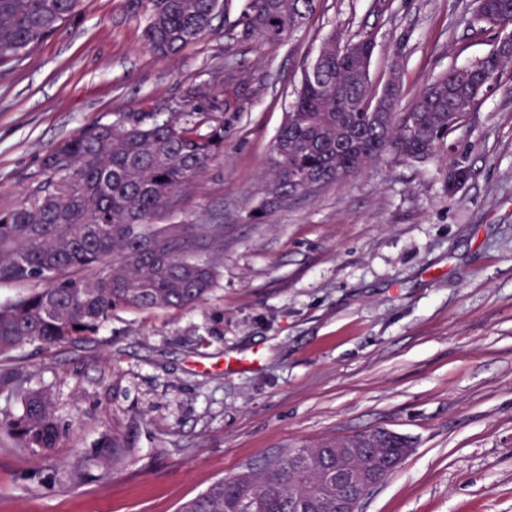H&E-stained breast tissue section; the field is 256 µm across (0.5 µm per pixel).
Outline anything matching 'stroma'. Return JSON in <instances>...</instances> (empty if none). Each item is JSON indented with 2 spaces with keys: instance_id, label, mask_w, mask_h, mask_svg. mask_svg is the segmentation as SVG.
<instances>
[{
  "instance_id": "obj_1",
  "label": "stroma",
  "mask_w": 512,
  "mask_h": 512,
  "mask_svg": "<svg viewBox=\"0 0 512 512\" xmlns=\"http://www.w3.org/2000/svg\"><path fill=\"white\" fill-rule=\"evenodd\" d=\"M472 0H320L280 43L230 40L223 20L173 60L142 38L129 0L80 10L0 77V201L17 200L62 140L182 100L233 61L248 84L224 151L176 194L164 224H220L224 263L207 299L115 310L98 336L13 363L51 390L64 432L45 458L0 447V512H176L217 479L289 447L375 428L412 451L358 512H512V67L448 142L472 176L384 159L249 219L304 66L330 33L376 42L373 82L398 70L400 107L497 33ZM130 432L102 476L103 437ZM86 477H66L73 455ZM449 171V172H448ZM443 174V188L448 196L455 195L471 176L466 154H460L446 162Z\"/></svg>"
}]
</instances>
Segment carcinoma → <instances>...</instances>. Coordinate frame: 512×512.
Here are the masks:
<instances>
[{"label":"carcinoma","instance_id":"1","mask_svg":"<svg viewBox=\"0 0 512 512\" xmlns=\"http://www.w3.org/2000/svg\"><path fill=\"white\" fill-rule=\"evenodd\" d=\"M146 24L143 40L159 58L177 56L213 28L232 0H133ZM319 0H244L228 29L236 41H282L302 26ZM81 0H0V75L14 70L41 42L79 11ZM470 24L512 25V0H484ZM331 35L302 73L285 113L269 166L266 200L252 219L289 199L305 196L309 181L323 187L346 180L374 162H425L444 154L449 137L467 119L455 101L498 80L512 53L491 52L477 64L450 67L426 84L411 106L398 109L401 86L373 84L375 42L368 36ZM245 83L232 94L197 86L163 121L144 124L124 114L62 141L42 160V178L14 204L0 203V281L49 284L0 302V392L21 405L0 416V437L46 455L62 437L51 395L24 387L4 368L25 346L50 347L99 333L116 309L161 310L206 299L224 258V225L158 224L179 189L203 174L224 149V114L239 111ZM471 176L467 156L446 163L444 191L455 195ZM366 433L302 444L262 466L217 480L178 512H309L334 493L330 471L359 469ZM99 464H119L125 437L102 443ZM304 456L293 468L294 451ZM377 459L407 456L406 444L373 446Z\"/></svg>","mask_w":512,"mask_h":512}]
</instances>
